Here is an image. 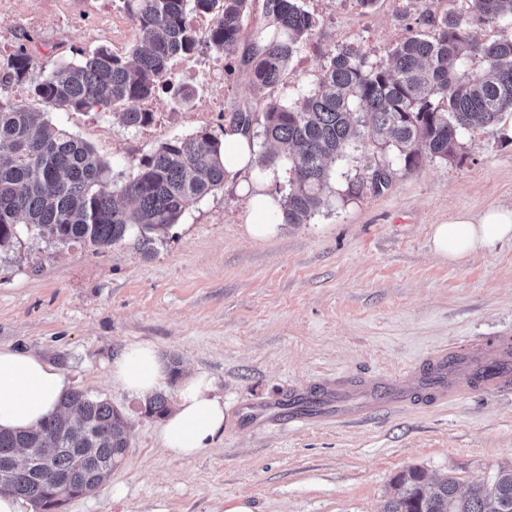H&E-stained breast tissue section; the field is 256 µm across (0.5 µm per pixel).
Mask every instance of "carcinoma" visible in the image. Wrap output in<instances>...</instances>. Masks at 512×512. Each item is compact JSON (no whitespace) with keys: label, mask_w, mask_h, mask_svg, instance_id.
Masks as SVG:
<instances>
[{"label":"carcinoma","mask_w":512,"mask_h":512,"mask_svg":"<svg viewBox=\"0 0 512 512\" xmlns=\"http://www.w3.org/2000/svg\"><path fill=\"white\" fill-rule=\"evenodd\" d=\"M249 0H123L139 32L129 55L99 48L78 61H62L31 90L54 112L105 106L128 128L151 122L152 113L131 104L162 91L186 95L167 79L174 54L199 50L190 19L215 17L205 46L237 51ZM477 22L512 21V0H473ZM313 18L297 0H265L254 40L241 64L253 85L278 84L289 62L307 44ZM33 57L22 49L0 64V80L25 77ZM309 91L285 106L262 107L260 130L251 112L221 116L226 129L242 131L283 149L288 189L282 220L301 224L319 210L332 190L329 164L350 152L376 148L363 172L346 179L344 193L379 195L397 172L421 158L456 156L462 134L499 122L512 112V39L481 42L469 22L448 17L431 36L400 43L384 62L357 50L325 57ZM109 166L76 136L40 122L26 106L0 90V252L33 228L53 245L110 247L138 228L161 234L177 223L187 203L224 186V141L210 133L177 138L142 159L121 184ZM129 448L124 415L105 400L72 390L61 409L38 428L0 431V493L57 512L66 497L98 489ZM381 512H512V468L490 483L459 492L453 478L429 481L410 468L395 479Z\"/></svg>","instance_id":"obj_1"}]
</instances>
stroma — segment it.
I'll return each mask as SVG.
<instances>
[{
    "label": "stroma",
    "mask_w": 512,
    "mask_h": 512,
    "mask_svg": "<svg viewBox=\"0 0 512 512\" xmlns=\"http://www.w3.org/2000/svg\"><path fill=\"white\" fill-rule=\"evenodd\" d=\"M299 5L316 20L304 49L309 70L290 64L278 86L257 90L245 68L231 66L225 111L293 101L319 60L358 47L362 33L383 59L459 14L457 0ZM97 48L75 29L36 32L28 80ZM185 86L189 98L153 97V121L137 130L108 109L53 112L29 94L23 102L88 143L121 182L163 143L218 129L219 113L194 110L203 79ZM371 155L336 160V190L324 205L305 223H280L268 240L249 236L247 198L229 177L153 241L135 231L108 248L63 247L25 232L0 254V344L40 354L130 425L109 483L63 512H224L239 502L251 512H380L404 470L455 478L467 492L512 466V386L353 423L323 417L327 405L317 402L309 423L287 422L289 394L315 400L371 376L412 385L431 353L512 338V241L460 263L431 248L433 225L457 212L512 207V114L465 134L456 158L398 171L382 194L344 195L346 176ZM143 341L182 372L208 373L224 399V432L195 457L170 458L158 442L161 415L110 379L113 361ZM116 484L122 497L112 495Z\"/></svg>",
    "instance_id": "stroma-1"
}]
</instances>
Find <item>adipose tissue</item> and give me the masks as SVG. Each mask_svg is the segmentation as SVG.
Segmentation results:
<instances>
[{
  "mask_svg": "<svg viewBox=\"0 0 512 512\" xmlns=\"http://www.w3.org/2000/svg\"><path fill=\"white\" fill-rule=\"evenodd\" d=\"M252 213L261 223L249 225L250 235L266 240L276 235L274 222L279 202L266 191L265 179L241 183ZM512 241V208H493L474 215L457 213L448 222L432 227L431 243L436 255L460 262L472 254ZM110 377L130 396L144 400L164 383L167 369L151 343L128 346L116 359ZM71 382L58 367L39 354L0 345V431L34 429L56 414ZM224 431V401L212 379L203 372L183 377L172 410L163 419L159 444L175 459L189 458L209 448Z\"/></svg>",
  "mask_w": 512,
  "mask_h": 512,
  "instance_id": "ef3b65f1",
  "label": "adipose tissue"
}]
</instances>
